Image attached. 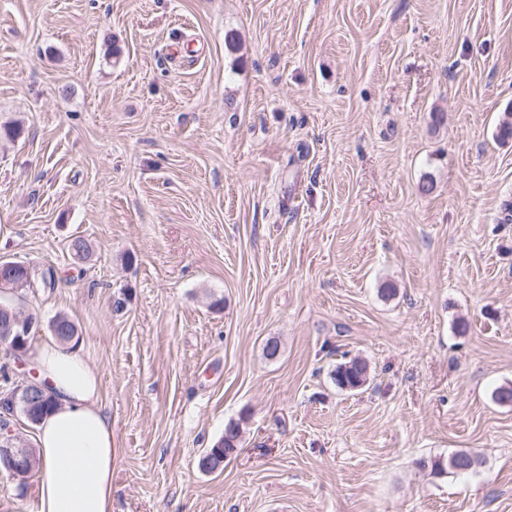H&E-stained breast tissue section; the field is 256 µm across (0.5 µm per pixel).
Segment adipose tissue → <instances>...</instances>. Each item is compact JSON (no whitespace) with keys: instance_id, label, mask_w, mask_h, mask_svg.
I'll use <instances>...</instances> for the list:
<instances>
[{"instance_id":"1","label":"adipose tissue","mask_w":512,"mask_h":512,"mask_svg":"<svg viewBox=\"0 0 512 512\" xmlns=\"http://www.w3.org/2000/svg\"><path fill=\"white\" fill-rule=\"evenodd\" d=\"M28 357L57 401L37 426L44 476L33 512H112V422L98 371L80 351L54 342L34 346Z\"/></svg>"}]
</instances>
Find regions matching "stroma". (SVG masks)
<instances>
[{"label": "stroma", "mask_w": 512, "mask_h": 512, "mask_svg": "<svg viewBox=\"0 0 512 512\" xmlns=\"http://www.w3.org/2000/svg\"><path fill=\"white\" fill-rule=\"evenodd\" d=\"M511 113L512 0H0V258L57 275L112 512H512ZM367 365L361 361L341 363L333 371V380L340 389H358L366 382ZM242 428L240 422L231 421L224 426L222 436L211 448H207L205 454L199 460V468L206 473H211L218 460L224 458V453L237 449L240 442ZM217 468L215 471H218ZM480 464V458L468 451H457L449 455L448 458H430L420 462L424 469L430 468V474L437 477L444 474H468L475 471Z\"/></svg>", "instance_id": "obj_1"}]
</instances>
